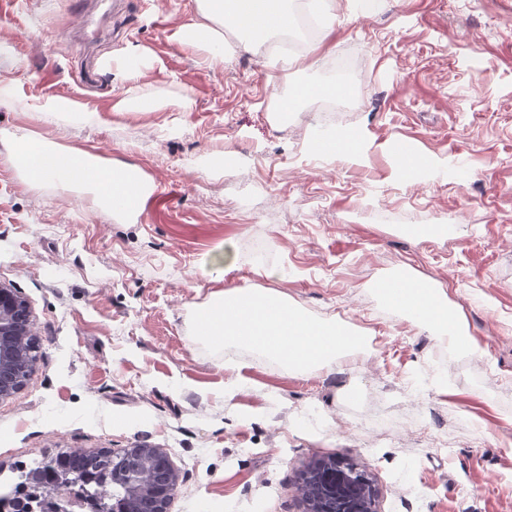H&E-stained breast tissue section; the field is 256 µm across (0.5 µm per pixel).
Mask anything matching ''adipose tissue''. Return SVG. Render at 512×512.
I'll use <instances>...</instances> for the list:
<instances>
[{"label":"adipose tissue","mask_w":512,"mask_h":512,"mask_svg":"<svg viewBox=\"0 0 512 512\" xmlns=\"http://www.w3.org/2000/svg\"><path fill=\"white\" fill-rule=\"evenodd\" d=\"M323 0H195L196 10L178 32L182 46L208 52L209 63L223 62L228 51L225 29L238 35L239 47L256 51L270 37L287 33L299 13L317 16L319 45L334 22L322 7ZM9 144V160L27 182L55 181L65 186L89 187L96 201L106 203L113 214L133 215L152 183L135 167L108 164L76 149H61L24 129L0 131ZM400 307L411 308V317L428 327L449 355L471 350L462 322L453 321L446 302L430 290L408 291ZM200 334L215 349L228 346L256 350L283 370L316 371L328 367L338 353L355 346L336 322L310 321L282 297L255 294L241 288L221 291L202 315Z\"/></svg>","instance_id":"ef3b65f1"}]
</instances>
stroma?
<instances>
[{
    "instance_id": "obj_1",
    "label": "stroma",
    "mask_w": 512,
    "mask_h": 512,
    "mask_svg": "<svg viewBox=\"0 0 512 512\" xmlns=\"http://www.w3.org/2000/svg\"><path fill=\"white\" fill-rule=\"evenodd\" d=\"M77 2L0 0V130L135 166L154 195L113 219L85 191L27 183L0 143V284L41 345L0 399V481L145 441L180 474L169 512H306L299 478L319 457L365 468L378 512H512V0H327L332 30L286 71L178 45L193 0H89L101 35L73 26ZM130 46L145 65L127 83L104 63ZM354 52L356 111H270ZM131 94L153 110L115 111ZM336 129L358 159L312 151ZM393 275L447 302L473 352L445 357L383 304ZM227 288L276 292L361 343L307 374L219 353L200 313ZM450 432L454 448L431 447Z\"/></svg>"
}]
</instances>
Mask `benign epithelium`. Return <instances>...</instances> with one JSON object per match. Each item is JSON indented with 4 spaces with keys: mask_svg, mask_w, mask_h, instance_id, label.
Segmentation results:
<instances>
[{
    "mask_svg": "<svg viewBox=\"0 0 512 512\" xmlns=\"http://www.w3.org/2000/svg\"><path fill=\"white\" fill-rule=\"evenodd\" d=\"M38 346L28 303L13 289L0 284V399L18 392L34 371L37 360L32 353ZM121 454L138 461L133 469L120 465L114 481L127 500L153 502L154 512H168L178 490L179 474L168 454L144 443L125 448ZM299 490L309 512H376V490L368 472L350 460L319 458L302 473ZM90 490L80 494L60 489L36 487L22 489L18 508H35V498L58 501V508L75 512L84 507Z\"/></svg>",
    "mask_w": 512,
    "mask_h": 512,
    "instance_id": "benign-epithelium-1",
    "label": "benign epithelium"
}]
</instances>
